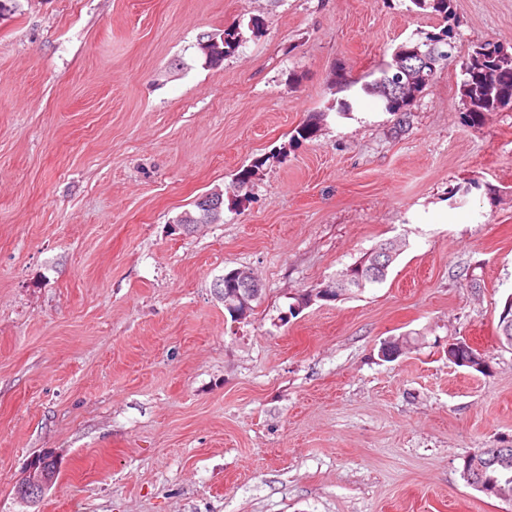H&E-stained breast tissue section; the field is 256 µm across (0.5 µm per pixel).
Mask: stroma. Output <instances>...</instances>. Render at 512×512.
Wrapping results in <instances>:
<instances>
[{"label":"stroma","instance_id":"1","mask_svg":"<svg viewBox=\"0 0 512 512\" xmlns=\"http://www.w3.org/2000/svg\"><path fill=\"white\" fill-rule=\"evenodd\" d=\"M451 10L456 50L403 125L360 85L447 24L409 0L0 17V512H512L462 473L512 446V111L474 126L460 94L474 46L512 52V0ZM233 24L206 65L200 36ZM337 73L360 82L343 115ZM214 190L223 223L179 229ZM392 239L384 283L290 314ZM238 268L262 292L235 321L216 283ZM391 336L412 342L388 361ZM463 338L486 373L449 361ZM43 453L58 475L31 503ZM239 26L224 28L221 33H205L199 38V49L209 63H219L224 57L234 52L240 45ZM202 43H207L202 46ZM50 455L34 457L29 463L27 475L17 488V494L22 498H36L52 483V472L56 470Z\"/></svg>","mask_w":512,"mask_h":512}]
</instances>
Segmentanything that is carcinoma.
<instances>
[{
	"mask_svg": "<svg viewBox=\"0 0 512 512\" xmlns=\"http://www.w3.org/2000/svg\"><path fill=\"white\" fill-rule=\"evenodd\" d=\"M410 3L423 12H430L448 20L452 14L451 0H410ZM454 37L453 29L445 27L438 33L429 34L425 40L417 43H405L403 48L410 50L405 56L394 55L379 70V77L366 83L363 89L377 93L384 102L385 111L397 117L398 123L406 121L410 104L428 87L429 82L416 77L413 63L417 55L426 60L430 77H435L441 66L452 56L453 49L448 47V40ZM239 27L234 25L224 28L220 33H205L199 38V49L209 63H219L224 57L234 52L240 45ZM463 79L460 93L467 104L469 121L479 122L486 112L512 110V52L500 45L485 43L476 46L469 55L462 70ZM262 162L241 168L235 175L234 189L238 192L248 190L256 169ZM195 211L186 212L178 219V223L189 227L195 224H215L223 220V216H213L204 211L202 202L194 203ZM368 277L367 268L354 262L345 270L336 274L345 280L350 294L360 292L355 280ZM501 339L509 338L512 346V298L508 299L499 319ZM485 463V476L501 483L512 479V448H501L496 453L482 456Z\"/></svg>",
	"mask_w": 512,
	"mask_h": 512,
	"instance_id": "1",
	"label": "carcinoma"
}]
</instances>
